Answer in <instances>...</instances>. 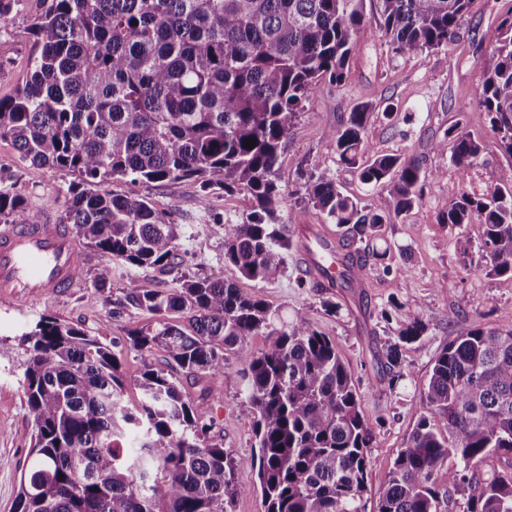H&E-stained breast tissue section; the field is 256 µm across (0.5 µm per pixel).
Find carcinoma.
<instances>
[{"mask_svg": "<svg viewBox=\"0 0 512 512\" xmlns=\"http://www.w3.org/2000/svg\"><path fill=\"white\" fill-rule=\"evenodd\" d=\"M365 0H43L32 24L37 54L24 85L0 97V140L22 157L77 175L63 224L86 245L135 267L175 274L173 288L131 282L112 294V317L135 308L156 317L123 344L163 349L199 381L241 365L240 395L254 413L257 489L264 512H365L374 424L359 411L336 343L312 328L308 310L290 321L224 276L272 282L285 271L293 238L279 212L304 201L338 228L348 263L334 288L383 261L382 227L423 199L420 161L369 155L367 104L336 136L337 162L376 189L366 202L336 179L312 175L302 190L278 185L276 166L298 113L328 80L345 78ZM381 28L404 58L447 47L472 0H376ZM478 111L490 117L512 156V8L488 31ZM252 139L256 144L244 146ZM432 147L450 152L461 180L482 152L455 125ZM195 178L203 191L244 192L254 212L225 224L224 265L178 269L179 225L140 195L103 189ZM484 226L477 258L463 261L512 278V167L494 189L465 194L439 223ZM1 224H39L23 194L0 188ZM189 316L191 331L167 321ZM407 316L386 349L390 381L400 350L423 335ZM268 338L255 351L251 338ZM23 389L35 434L15 512H233L239 486L224 439L203 405L170 373L150 364L124 400L118 343L42 316L22 335ZM420 417L390 470L375 512H512V472L482 476L494 452L512 453V330L475 326L448 342L420 390ZM453 459L446 472L441 468Z\"/></svg>", "mask_w": 512, "mask_h": 512, "instance_id": "cac0c4a2", "label": "carcinoma"}]
</instances>
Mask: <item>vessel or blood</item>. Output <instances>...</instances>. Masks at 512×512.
Returning a JSON list of instances; mask_svg holds the SVG:
<instances>
[{
    "label": "vessel or blood",
    "mask_w": 512,
    "mask_h": 512,
    "mask_svg": "<svg viewBox=\"0 0 512 512\" xmlns=\"http://www.w3.org/2000/svg\"><path fill=\"white\" fill-rule=\"evenodd\" d=\"M302 271L312 284L334 282L344 251L324 226L296 228ZM78 239L60 224H10L0 230V295L30 303L77 287Z\"/></svg>",
    "instance_id": "b4317fda"
}]
</instances>
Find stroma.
I'll return each mask as SVG.
<instances>
[{"instance_id":"obj_1","label":"stroma","mask_w":512,"mask_h":512,"mask_svg":"<svg viewBox=\"0 0 512 512\" xmlns=\"http://www.w3.org/2000/svg\"><path fill=\"white\" fill-rule=\"evenodd\" d=\"M512 0H474L465 15L458 39L451 45L402 58L390 49L379 23L374 0L365 4L366 23L356 36V47L342 84L322 82L316 95L301 111L288 133L277 165L282 188L301 189L309 176V163L320 173L336 177L345 192L368 199L372 191L336 160V133L349 112L360 103L373 110L367 145L371 154L402 153L418 157L427 174L421 203L410 212L385 225L383 236L391 247L386 265H372L364 275L366 288H306L298 281L303 273L297 250L288 253L287 269L272 283L242 278L233 269L224 275L245 293L261 297L285 319L300 309H308L316 330L336 342V350L349 367L360 400L361 412L376 427L370 450L364 500L374 508L392 463L405 445L419 419V390L427 382L434 360L445 344L476 325L512 329V279L492 277L466 267L461 246L476 249L483 237L482 224L454 227L438 221L440 211L465 193H482L493 188L498 172L512 165L485 113L477 109L484 80L485 35L505 15ZM41 0H24L23 7L9 21L0 24V97L14 95L27 79L36 52L31 25L42 12ZM393 115H386V108ZM460 126L478 139L483 151L467 180H460L449 153L434 151L436 136L452 126ZM73 177L51 166L24 160L11 141L0 140V185L15 186L29 208L40 211L45 223L62 217L61 198ZM116 194L147 196L161 211L171 213L179 226L180 259H193L202 268L223 266L224 232L204 216L212 210L225 222L248 220L253 203L243 192L214 189L203 193L197 181L183 179L156 183H131L126 178L106 182ZM208 207H201V200ZM110 265L112 285L121 288L135 282L144 288H169L173 276L151 268H127L110 256L84 250L83 280L74 292L20 307L0 297V512H14L22 472L29 460L32 421L23 390L22 334L42 315L50 314L75 324L89 334L109 326L115 342H122L127 330L153 323L151 314L127 310L112 318L106 292L92 285L94 270ZM447 292H439L440 283ZM401 306L389 320L380 313L390 298ZM336 301V312H327L324 300ZM456 319H449V312ZM420 313L426 330L419 339L401 349L402 379L389 386L383 368L386 347L392 342L408 314ZM158 368L169 365L164 350L146 354L124 351L121 370L128 403H139L135 386L144 364ZM240 364L228 360L224 372L194 385L189 378L181 383L190 396L200 386L210 395L205 407L224 438V449L235 465L238 484L245 486L234 512H263L261 495L253 489L257 481V461L253 445V414L239 395Z\"/></svg>"}]
</instances>
